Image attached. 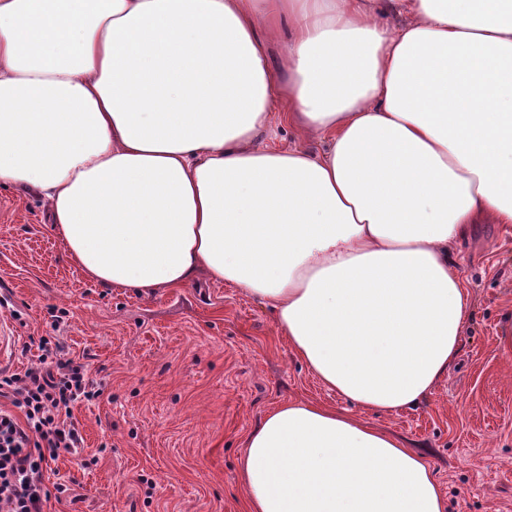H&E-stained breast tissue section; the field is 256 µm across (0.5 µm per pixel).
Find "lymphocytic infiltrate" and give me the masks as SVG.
<instances>
[{
    "label": "lymphocytic infiltrate",
    "mask_w": 512,
    "mask_h": 512,
    "mask_svg": "<svg viewBox=\"0 0 512 512\" xmlns=\"http://www.w3.org/2000/svg\"><path fill=\"white\" fill-rule=\"evenodd\" d=\"M36 364L21 373L0 371V512H44L51 492L43 470L60 451L80 448L73 407L101 396L83 364L61 359L50 337L38 340Z\"/></svg>",
    "instance_id": "1"
}]
</instances>
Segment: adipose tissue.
<instances>
[{"instance_id": "1", "label": "adipose tissue", "mask_w": 512, "mask_h": 512, "mask_svg": "<svg viewBox=\"0 0 512 512\" xmlns=\"http://www.w3.org/2000/svg\"><path fill=\"white\" fill-rule=\"evenodd\" d=\"M0 187L39 193L90 281L260 300L351 403L263 416L247 512H447L437 471L361 415L447 376L472 309L448 252L512 228V0H0Z\"/></svg>"}]
</instances>
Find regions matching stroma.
<instances>
[{"label": "stroma", "instance_id": "35a3bbf8", "mask_svg": "<svg viewBox=\"0 0 512 512\" xmlns=\"http://www.w3.org/2000/svg\"><path fill=\"white\" fill-rule=\"evenodd\" d=\"M34 191L0 188V323L6 369L38 359L32 336L85 365L103 389L77 403L84 446L44 474L73 494L45 512H246L248 433L285 399L344 407L294 357L269 309L197 276L139 292L85 279ZM450 258L474 294L458 359L421 406L367 414L437 470L448 512H512V232L482 225Z\"/></svg>", "mask_w": 512, "mask_h": 512}]
</instances>
